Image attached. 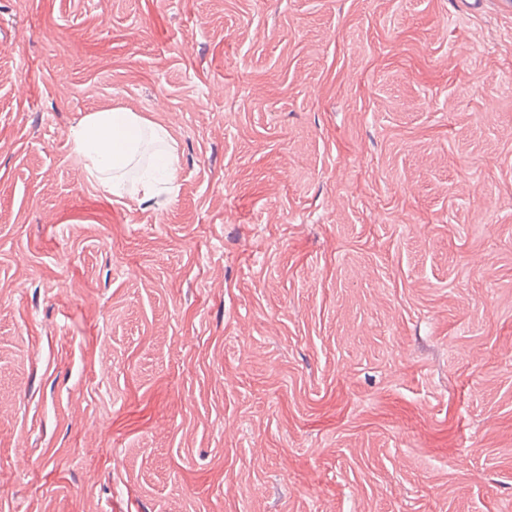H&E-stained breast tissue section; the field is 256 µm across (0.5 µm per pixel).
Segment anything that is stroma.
Returning a JSON list of instances; mask_svg holds the SVG:
<instances>
[{
    "label": "stroma",
    "mask_w": 512,
    "mask_h": 512,
    "mask_svg": "<svg viewBox=\"0 0 512 512\" xmlns=\"http://www.w3.org/2000/svg\"><path fill=\"white\" fill-rule=\"evenodd\" d=\"M0 0V512H512V0ZM163 126L118 198L88 113Z\"/></svg>",
    "instance_id": "stroma-1"
}]
</instances>
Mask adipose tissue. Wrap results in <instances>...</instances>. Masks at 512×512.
<instances>
[{
    "instance_id": "obj_1",
    "label": "adipose tissue",
    "mask_w": 512,
    "mask_h": 512,
    "mask_svg": "<svg viewBox=\"0 0 512 512\" xmlns=\"http://www.w3.org/2000/svg\"><path fill=\"white\" fill-rule=\"evenodd\" d=\"M146 122L137 113L116 107L87 114L73 131L74 152L89 177L121 196L125 170L135 160Z\"/></svg>"
}]
</instances>
